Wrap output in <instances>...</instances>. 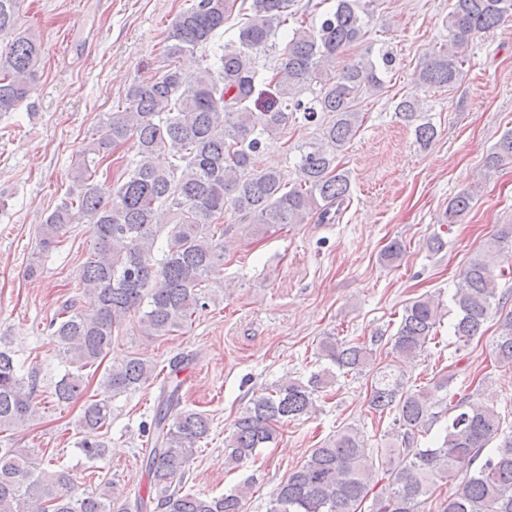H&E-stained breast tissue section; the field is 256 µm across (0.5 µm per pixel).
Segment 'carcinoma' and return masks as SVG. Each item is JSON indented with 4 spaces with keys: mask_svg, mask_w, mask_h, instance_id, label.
Instances as JSON below:
<instances>
[{
    "mask_svg": "<svg viewBox=\"0 0 512 512\" xmlns=\"http://www.w3.org/2000/svg\"><path fill=\"white\" fill-rule=\"evenodd\" d=\"M373 0H189L163 38L165 65L146 80L132 83L122 108L108 113L86 138L82 161L71 172L66 196L40 226L38 251L55 249L73 224L89 225L91 247L74 283L89 295V311L73 300L48 324L61 360L70 365L55 383L52 398L69 403L83 396L85 368L99 367L112 348L115 333L137 316L145 336H169L192 325L207 307L209 288L224 266L221 238L224 212L249 221L257 234L315 215L332 223L350 198V178L336 162L337 152L361 126L356 105L364 94L378 92L382 74L393 63L383 48L336 71V60L363 40ZM18 0H0V112L28 100L36 81L41 44L17 28ZM243 16L237 41L224 44V22ZM311 18L306 21L298 14ZM512 16V0H453L445 18L448 42L426 55L416 76L425 86L451 87L462 74L474 38ZM284 48H279V42ZM215 47L213 55L206 50ZM202 52L196 70L182 68L180 58ZM275 55V63L259 64ZM318 83L312 98L307 86ZM397 115L413 127L416 143L431 146L434 126L423 120L412 98L401 100ZM323 117L315 142L296 147L297 179L290 184L274 169L258 166L267 141L288 121ZM135 158L112 185L99 181V167L128 141ZM159 154L168 165L155 163ZM512 160V130L486 156L495 170ZM473 195L463 191L448 200L442 223L456 224L471 209ZM165 244L158 245L160 236ZM512 247V224H505L484 251L470 258L451 296L456 309L453 336L460 346L485 332L493 310L500 309L496 259ZM404 253L397 239L382 250L384 263ZM442 306L421 295L403 307L396 333L387 339L396 357L420 356L437 336ZM496 362L512 367V312L499 323L494 340ZM318 360L327 366L306 380L287 376L254 396L224 439L227 464L236 469L273 443L279 425L317 410L319 397L336 373L369 372V406L380 418H392L391 451L406 464L391 473L369 512H424L441 482L454 484L438 512H512V430L502 428L493 408L474 395L457 396L450 386L456 364L422 388H408L391 364L373 366L372 349L326 336ZM182 361L169 365L161 399L148 426L152 448L146 470L153 486L149 502L155 512H242L252 486L221 496L186 488L200 443L211 429L208 415L183 406L177 373ZM158 378L156 365L131 356L105 369L102 385L112 395L131 393ZM39 392V373H21L10 350L0 349V433L12 431L31 415ZM441 407L438 412L434 406ZM447 425L433 446L416 448L415 437L440 418ZM109 400L84 401L80 449L90 460L103 458L107 445L92 441L109 429ZM374 477L373 456L364 432L344 427L312 450L304 462L275 488L269 512H361ZM145 512L147 504L114 496L110 490L77 493L73 478L54 470L30 448L0 445V512Z\"/></svg>",
    "mask_w": 512,
    "mask_h": 512,
    "instance_id": "obj_1",
    "label": "carcinoma"
}]
</instances>
